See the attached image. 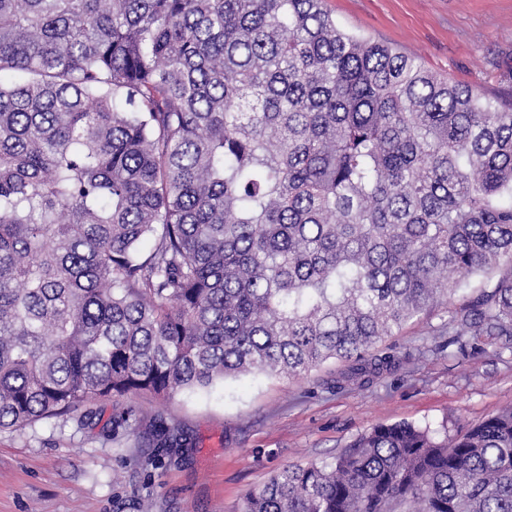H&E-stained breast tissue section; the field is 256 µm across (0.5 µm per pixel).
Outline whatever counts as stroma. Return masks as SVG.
Instances as JSON below:
<instances>
[{"label": "stroma", "mask_w": 512, "mask_h": 512, "mask_svg": "<svg viewBox=\"0 0 512 512\" xmlns=\"http://www.w3.org/2000/svg\"><path fill=\"white\" fill-rule=\"evenodd\" d=\"M343 31L394 45L486 95L512 94V0H327ZM486 277L378 344L395 369L339 384L335 360L299 376L259 373L162 402L96 401L97 415L0 431V512H242L246 494L289 465L324 464L380 424L455 435L512 406V348L459 337L452 312ZM128 422H121V415ZM187 439L181 461L156 463L157 418Z\"/></svg>", "instance_id": "1"}]
</instances>
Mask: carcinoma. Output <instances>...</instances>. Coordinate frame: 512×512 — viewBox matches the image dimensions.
<instances>
[{"label": "carcinoma", "instance_id": "1", "mask_svg": "<svg viewBox=\"0 0 512 512\" xmlns=\"http://www.w3.org/2000/svg\"><path fill=\"white\" fill-rule=\"evenodd\" d=\"M488 273L451 321L512 339V99L325 0H0V430L330 359L365 383ZM243 512H512V408L378 425Z\"/></svg>", "mask_w": 512, "mask_h": 512}]
</instances>
